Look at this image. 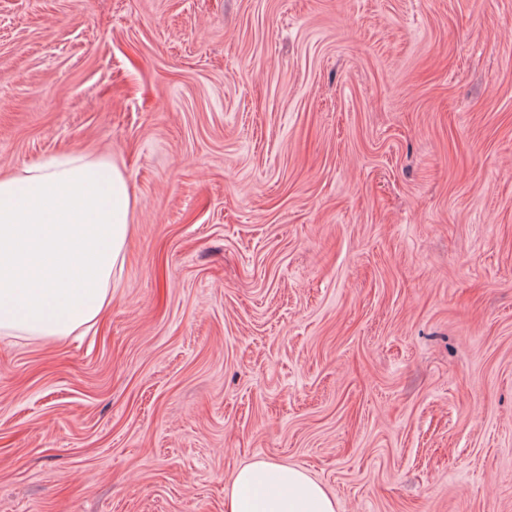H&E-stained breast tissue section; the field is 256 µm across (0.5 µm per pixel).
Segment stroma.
Returning a JSON list of instances; mask_svg holds the SVG:
<instances>
[{
    "instance_id": "obj_1",
    "label": "stroma",
    "mask_w": 512,
    "mask_h": 512,
    "mask_svg": "<svg viewBox=\"0 0 512 512\" xmlns=\"http://www.w3.org/2000/svg\"><path fill=\"white\" fill-rule=\"evenodd\" d=\"M68 151L132 231L0 334V512H512V0H0V174ZM225 512H336V500L300 468L266 461L241 467Z\"/></svg>"
}]
</instances>
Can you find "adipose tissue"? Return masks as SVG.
<instances>
[{"label": "adipose tissue", "instance_id": "ef3b65f1", "mask_svg": "<svg viewBox=\"0 0 512 512\" xmlns=\"http://www.w3.org/2000/svg\"><path fill=\"white\" fill-rule=\"evenodd\" d=\"M132 201L121 165L64 153L0 175V334L63 340L112 306ZM224 512H336L300 468L241 467Z\"/></svg>", "mask_w": 512, "mask_h": 512}]
</instances>
